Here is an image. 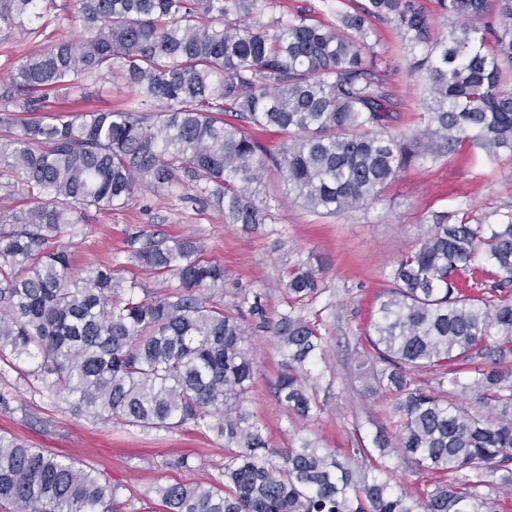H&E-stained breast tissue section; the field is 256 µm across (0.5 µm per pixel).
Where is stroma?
Returning <instances> with one entry per match:
<instances>
[{
    "label": "stroma",
    "mask_w": 512,
    "mask_h": 512,
    "mask_svg": "<svg viewBox=\"0 0 512 512\" xmlns=\"http://www.w3.org/2000/svg\"><path fill=\"white\" fill-rule=\"evenodd\" d=\"M75 15L74 0H54L26 32L0 27V84L7 81L18 57L44 50L58 39L78 37ZM371 28L369 42L378 67L399 100L393 129L420 125L426 93L408 70L406 52L389 23L375 20ZM32 97L38 106L34 119L48 122L59 110L120 108L128 91L81 76L72 95L49 90L33 92ZM265 181L272 219L251 229L225 223L212 203L190 188L168 193L143 186L127 205L84 208L73 234L62 237L72 255V271L78 274L108 262L124 280L162 292L167 287L163 278L146 274L129 260V238L156 233L190 238L203 244L204 259L223 265L225 307L255 296L272 316L288 306L278 280L296 261L318 259L324 273L307 313L319 317L327 338L317 367L319 397L326 410L315 421L289 415L276 394L282 354L253 318L248 321L249 344L256 366L249 408L278 448L302 439L338 451L360 438L372 442L389 428L388 402L365 394L357 364L376 298L388 286L389 271L402 254L419 245L431 212L463 210L479 218L495 210L512 211V157L492 159L462 149L406 170L373 206L336 216L310 212L287 194L277 175H268ZM0 388L14 396L12 409H0V433L47 454L69 456L120 484V512H159L160 502L145 498L151 487L214 480L224 468V444L212 433L97 423L76 415L66 398L30 389L11 370L0 380ZM183 456L187 466H177Z\"/></svg>",
    "instance_id": "obj_1"
}]
</instances>
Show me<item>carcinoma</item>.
Returning <instances> with one entry per match:
<instances>
[{
    "instance_id": "carcinoma-1",
    "label": "carcinoma",
    "mask_w": 512,
    "mask_h": 512,
    "mask_svg": "<svg viewBox=\"0 0 512 512\" xmlns=\"http://www.w3.org/2000/svg\"><path fill=\"white\" fill-rule=\"evenodd\" d=\"M451 20L429 41L419 0H367L336 20L305 14L253 20L271 0H77L83 34L14 62L0 91V160L33 197L0 216V363L72 400L103 423L174 430L224 441L212 482L158 486L163 512H502L500 474L512 489V212L480 219L435 211L419 247L391 267L361 364L369 394L392 396L396 447L435 481L392 483L360 439L341 454L303 439L271 446L249 409L254 357L243 319L214 300L224 266L202 244L158 234L130 258L178 285L139 293L100 264L71 273L60 237L78 210L131 201L139 187L187 178L224 223L271 218L259 199L268 172L308 210L350 214L375 204L406 169L477 148L512 156V0H433ZM47 0H0V24L42 17ZM392 25L409 68L428 90L424 125L393 133V98L369 56L371 19ZM81 75L121 80L122 109L16 117V95L65 86ZM288 136L276 152L252 133ZM322 267L294 264L280 282L288 310L267 320L285 361L276 390L288 412H323L316 374L325 337L305 313ZM429 373L432 379L424 380ZM473 393L484 416L453 397ZM120 486L91 467L0 435V503L15 512H117Z\"/></svg>"
}]
</instances>
